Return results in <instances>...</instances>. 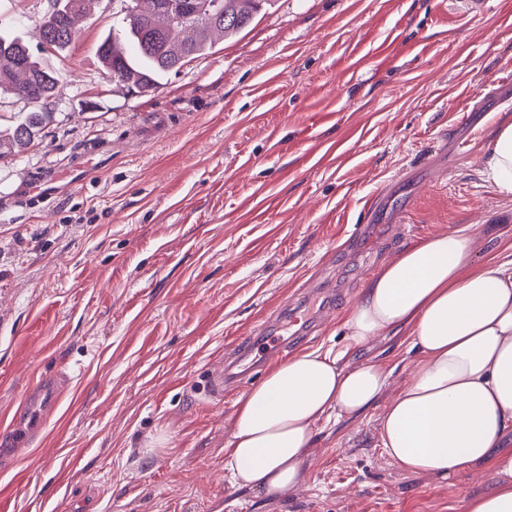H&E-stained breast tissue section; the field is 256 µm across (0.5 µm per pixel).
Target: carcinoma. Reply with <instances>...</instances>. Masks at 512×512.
I'll return each mask as SVG.
<instances>
[{
    "instance_id": "obj_1",
    "label": "carcinoma",
    "mask_w": 512,
    "mask_h": 512,
    "mask_svg": "<svg viewBox=\"0 0 512 512\" xmlns=\"http://www.w3.org/2000/svg\"><path fill=\"white\" fill-rule=\"evenodd\" d=\"M88 2L55 0L54 10L35 24L38 48L70 50L80 37L75 20ZM128 2L119 27L100 39L97 54L112 91L148 96L168 73L242 32L271 0H220L222 15L216 20L199 15L210 0ZM59 80L60 73L45 66L25 38L0 31V94H13L33 106L9 133L0 134V155L20 153L35 144L50 116L40 107L54 99Z\"/></svg>"
}]
</instances>
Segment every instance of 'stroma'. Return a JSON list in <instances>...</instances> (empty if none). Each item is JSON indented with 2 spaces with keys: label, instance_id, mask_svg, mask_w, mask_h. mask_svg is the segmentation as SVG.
I'll return each instance as SVG.
<instances>
[{
  "label": "stroma",
  "instance_id": "1",
  "mask_svg": "<svg viewBox=\"0 0 512 512\" xmlns=\"http://www.w3.org/2000/svg\"><path fill=\"white\" fill-rule=\"evenodd\" d=\"M54 0H0L28 32ZM124 0H94L58 70L38 146L0 158V421L64 371L69 394L31 453L0 470V512H465L486 489L406 472L381 411L316 426L306 484L270 498L224 477L243 388L206 376L234 341L318 282L333 315L289 354L393 367L405 336L350 347L367 280L409 244L470 226L476 260L512 255V203L482 175L512 121V0L481 16L451 0H273L152 96L110 92L96 54ZM391 206L361 249L365 197Z\"/></svg>",
  "mask_w": 512,
  "mask_h": 512
}]
</instances>
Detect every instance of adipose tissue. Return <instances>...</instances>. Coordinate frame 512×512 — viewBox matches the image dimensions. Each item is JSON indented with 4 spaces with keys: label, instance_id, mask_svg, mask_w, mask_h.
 Returning <instances> with one entry per match:
<instances>
[{
    "label": "adipose tissue",
    "instance_id": "adipose-tissue-1",
    "mask_svg": "<svg viewBox=\"0 0 512 512\" xmlns=\"http://www.w3.org/2000/svg\"><path fill=\"white\" fill-rule=\"evenodd\" d=\"M484 168L512 200V122L493 129ZM476 245L464 226L405 247L367 281L345 328L356 347L407 333L418 353L381 415L388 457L446 484L463 472L488 478L465 512H512V258L475 261ZM392 374L318 349L270 367L237 402L224 450L230 485L276 495L305 483L316 423L366 415Z\"/></svg>",
    "mask_w": 512,
    "mask_h": 512
}]
</instances>
